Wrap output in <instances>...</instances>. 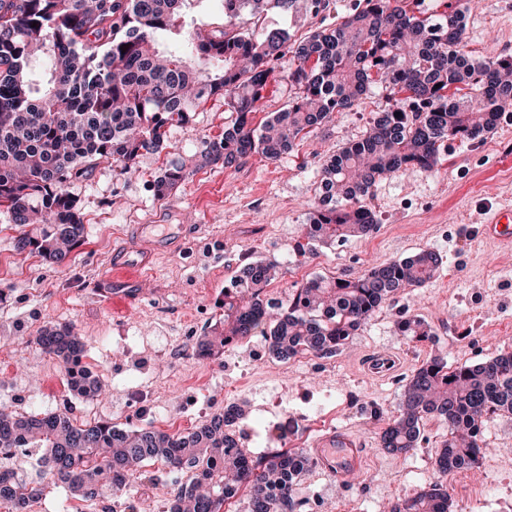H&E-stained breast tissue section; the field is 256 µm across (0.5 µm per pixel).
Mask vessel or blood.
<instances>
[{
    "label": "vessel or blood",
    "mask_w": 512,
    "mask_h": 512,
    "mask_svg": "<svg viewBox=\"0 0 512 512\" xmlns=\"http://www.w3.org/2000/svg\"><path fill=\"white\" fill-rule=\"evenodd\" d=\"M186 231V225L180 224L161 235L156 225H136L131 243L113 250L106 282L111 283L113 290L135 293L144 275L151 273L155 254L177 248ZM483 234L493 241L512 242V209L496 213L489 224L484 225ZM311 448L320 469L342 484L351 481L366 458L365 442L344 428L330 430L316 438Z\"/></svg>",
    "instance_id": "b4317fda"
}]
</instances>
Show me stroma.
Wrapping results in <instances>:
<instances>
[{"instance_id": "1", "label": "stroma", "mask_w": 512, "mask_h": 512, "mask_svg": "<svg viewBox=\"0 0 512 512\" xmlns=\"http://www.w3.org/2000/svg\"><path fill=\"white\" fill-rule=\"evenodd\" d=\"M478 2L468 14V51L477 57L512 54V0ZM356 3L325 0L318 14L304 16L272 10L263 26L288 29L300 39L335 26ZM385 104L382 92L370 89L357 106L334 113L322 131L279 160L254 154L231 168L209 165L156 197L150 184L166 165L193 154L202 138L222 134L230 122L223 98H212L171 128L174 152L142 154L128 174L102 164L69 184L82 213L84 242L60 265L17 250L19 230L1 209L0 406L32 413L65 407L80 421L117 424L129 390L145 386L152 395L133 409L134 426L186 435L225 404H242L247 415L235 430L255 458L285 443L298 445L308 424L317 436L347 428L369 444L362 485L340 487L318 471L293 487L297 506L315 487H332L331 512H383L399 495L433 481L431 456L447 436V424L426 421L417 449L391 455L379 444L381 420L397 413L407 379L424 361L439 355L454 367L512 350V245L482 235L493 212L512 208V109L484 141H447L435 168L378 182L367 200L378 224L371 235L308 242L305 227L327 157L359 139ZM136 224H188L192 231L179 249L158 256L140 298L104 305L98 279ZM428 248L442 258L438 273L423 287L395 295L335 357L270 359L265 344L244 340L210 359L175 367L152 342L156 336L172 342L208 336L222 327L224 290L248 263L276 265L278 277L264 294L284 300L305 280L355 279L372 265ZM403 315L424 320L433 339L399 335L396 322ZM49 323L73 327L81 336L83 362L100 379L103 398L61 394L63 363L28 344ZM374 354L397 357V372L386 378L368 374L363 364ZM485 440L488 451L464 479L489 491L478 512H505L512 503V416L490 424ZM13 469L43 485L42 512H64L71 502L67 489L43 476L34 458H19ZM172 480L158 461L143 467L125 490L104 491L84 504L90 512H97L103 498L128 504L137 501L140 489Z\"/></svg>"}]
</instances>
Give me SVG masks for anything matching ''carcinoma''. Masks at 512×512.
<instances>
[{
  "mask_svg": "<svg viewBox=\"0 0 512 512\" xmlns=\"http://www.w3.org/2000/svg\"><path fill=\"white\" fill-rule=\"evenodd\" d=\"M203 2L0 0V208L20 227L41 225L36 234L22 233L18 249L63 263L83 240L68 183L103 163L131 171L142 153L168 147L171 126L215 96L233 119L189 159L167 165L153 182L157 197L213 163L231 167L254 153L276 161L369 87L386 92L387 107L369 130L338 147L321 170L308 238L333 241L376 229L365 200L380 179L433 168L445 141L484 138L512 107V56L475 58L462 49L469 0H449L443 12L425 17L406 0H364L336 26L293 43L285 29L257 34L233 20L296 12L298 0H224L227 23L220 26L198 17ZM161 35L181 42L183 51L159 49ZM287 53L295 65L276 70ZM278 76L296 89L295 98L251 127ZM441 264L438 253L424 250L353 280L311 279L286 305L263 295L276 266L247 265L240 287L224 300V332L203 337L199 353L208 357L217 346L261 334L278 357H333L388 300L424 285ZM396 326L402 336H432L415 316ZM33 342L62 360L73 394L101 396L98 377L81 365L84 343L71 329L44 327ZM501 412L512 415V351L454 368L435 356L413 372L399 413L381 428L380 446L405 454L423 440L425 421L439 418L448 422V439L432 455L433 470L470 471L487 447L481 427ZM228 425L220 413L182 436L1 409L0 449H37L54 482L75 498L127 487L148 462L161 460L195 470L169 512H222L243 489L247 512H292V490L307 467L280 448L250 457ZM41 496L40 487L0 472V504L11 512H27ZM451 504L448 485L435 482L397 498L389 512H449Z\"/></svg>",
  "mask_w": 512,
  "mask_h": 512,
  "instance_id": "carcinoma-1",
  "label": "carcinoma"
}]
</instances>
